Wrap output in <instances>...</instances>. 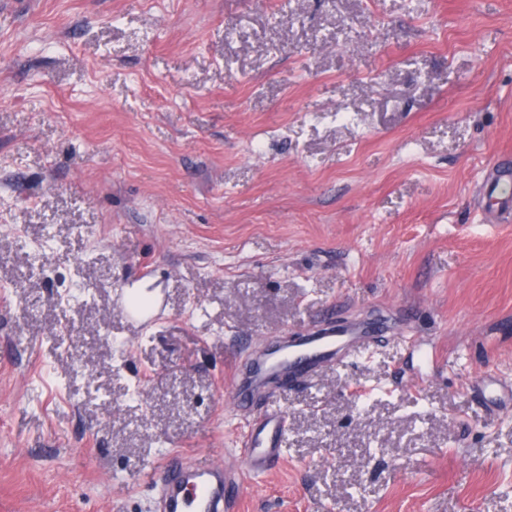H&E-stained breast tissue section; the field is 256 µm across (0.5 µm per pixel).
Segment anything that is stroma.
Returning a JSON list of instances; mask_svg holds the SVG:
<instances>
[{
	"label": "stroma",
	"mask_w": 512,
	"mask_h": 512,
	"mask_svg": "<svg viewBox=\"0 0 512 512\" xmlns=\"http://www.w3.org/2000/svg\"><path fill=\"white\" fill-rule=\"evenodd\" d=\"M502 164L512 0H0V512H155L238 364L368 318L235 512H512Z\"/></svg>",
	"instance_id": "stroma-1"
}]
</instances>
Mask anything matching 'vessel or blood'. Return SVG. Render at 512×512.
<instances>
[{
    "label": "vessel or blood",
    "instance_id": "vessel-or-blood-1",
    "mask_svg": "<svg viewBox=\"0 0 512 512\" xmlns=\"http://www.w3.org/2000/svg\"><path fill=\"white\" fill-rule=\"evenodd\" d=\"M382 330L380 324L333 325L310 336L296 337L276 361L254 360L236 370L232 388L233 404L247 412L241 446L249 471L258 472L277 462L288 430V415L269 404L251 413V398L272 376L306 381L321 368L351 356L368 354ZM237 486L223 465L207 457L185 464L167 457L160 485L161 512H229Z\"/></svg>",
    "mask_w": 512,
    "mask_h": 512
}]
</instances>
